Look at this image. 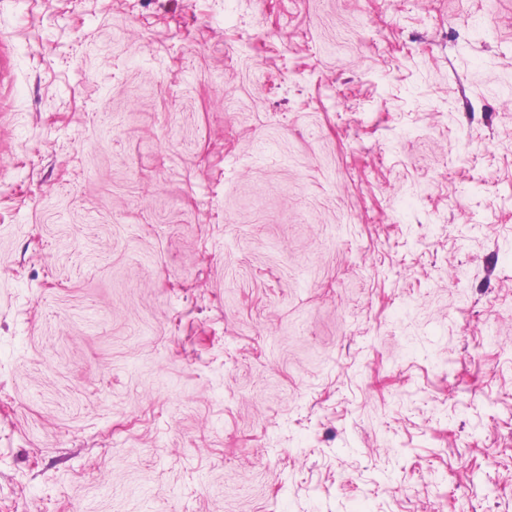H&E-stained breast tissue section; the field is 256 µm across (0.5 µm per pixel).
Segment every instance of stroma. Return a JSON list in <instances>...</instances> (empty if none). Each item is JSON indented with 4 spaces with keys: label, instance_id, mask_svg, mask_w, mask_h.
Here are the masks:
<instances>
[{
    "label": "stroma",
    "instance_id": "35a3bbf8",
    "mask_svg": "<svg viewBox=\"0 0 512 512\" xmlns=\"http://www.w3.org/2000/svg\"><path fill=\"white\" fill-rule=\"evenodd\" d=\"M0 512H512V0H0Z\"/></svg>",
    "mask_w": 512,
    "mask_h": 512
}]
</instances>
